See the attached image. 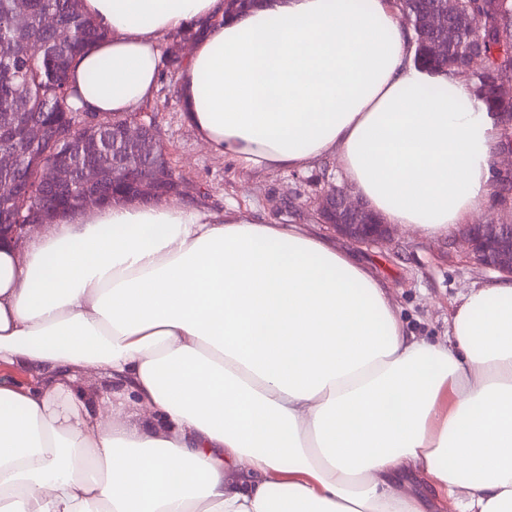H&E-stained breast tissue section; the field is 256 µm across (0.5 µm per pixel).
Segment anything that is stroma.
Masks as SVG:
<instances>
[{
    "mask_svg": "<svg viewBox=\"0 0 512 512\" xmlns=\"http://www.w3.org/2000/svg\"><path fill=\"white\" fill-rule=\"evenodd\" d=\"M177 37L161 40L163 71L154 98L132 118L153 124L184 198L221 210L234 208L271 224H300L311 234L348 250L375 277L386 281L393 303L407 329L417 337L446 341L452 313L464 294L496 279L466 250L448 237L396 227L392 240L381 246L356 245L323 223L318 200L330 186L342 185L335 159L309 164L301 171L246 172L199 143L185 122L178 98L182 59L174 51Z\"/></svg>",
    "mask_w": 512,
    "mask_h": 512,
    "instance_id": "obj_1",
    "label": "stroma"
}]
</instances>
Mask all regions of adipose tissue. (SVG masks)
I'll return each mask as SVG.
<instances>
[{
	"instance_id": "1",
	"label": "adipose tissue",
	"mask_w": 512,
	"mask_h": 512,
	"mask_svg": "<svg viewBox=\"0 0 512 512\" xmlns=\"http://www.w3.org/2000/svg\"><path fill=\"white\" fill-rule=\"evenodd\" d=\"M109 36L75 103L132 113L160 40L205 24L181 110L246 171L335 159L385 223L481 209L499 128L472 83L417 66L392 0H84ZM448 342L406 333L386 283L296 224L116 201L0 244V512H512V278ZM108 387L88 394L81 374ZM401 491L421 498L428 512H457L450 500L438 501L433 490L427 485L423 477L417 475H405L398 478L395 484Z\"/></svg>"
}]
</instances>
